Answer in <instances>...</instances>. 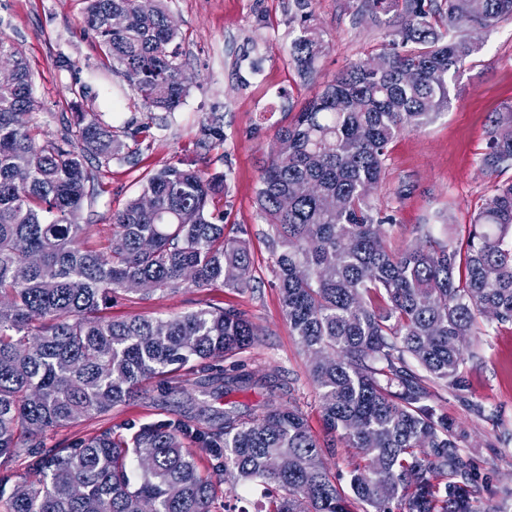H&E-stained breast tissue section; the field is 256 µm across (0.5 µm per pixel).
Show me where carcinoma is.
I'll return each instance as SVG.
<instances>
[{
    "instance_id": "obj_1",
    "label": "carcinoma",
    "mask_w": 512,
    "mask_h": 512,
    "mask_svg": "<svg viewBox=\"0 0 512 512\" xmlns=\"http://www.w3.org/2000/svg\"><path fill=\"white\" fill-rule=\"evenodd\" d=\"M85 2L87 30L143 106L178 107L189 76L165 0ZM368 2L401 7L377 54L385 67L363 61L328 80L277 130L257 189L282 311L337 439L326 444L297 407L270 404L259 414L226 410L216 427L177 414L127 436L45 448L47 431L111 412L148 380L184 371L218 390L272 381L213 375L257 340L243 311L101 315L120 292H139L134 283L154 293L250 285L247 242L225 233L214 210L225 175L183 162L162 168L113 215L110 251L81 248L93 230L79 221L97 195L93 163L125 144L83 111L60 138L35 143L31 73L0 37V60L14 68L0 84V461L24 457L41 474L8 493L0 477L6 512H242L233 489L198 468L194 444L224 479L275 489L270 512H354V502L372 512H473L481 486L464 434L430 404L428 381L462 387L465 344L488 313L512 323V182L484 199L464 241L424 233L398 250L367 187L383 181L388 145L448 106L449 79L478 50L471 32L511 20L512 0ZM311 4L296 0L300 34L289 50L305 78L326 49ZM482 164L491 173L512 164V107L492 121ZM338 442L357 456L347 491L323 462Z\"/></svg>"
}]
</instances>
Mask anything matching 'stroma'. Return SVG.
I'll return each instance as SVG.
<instances>
[{
  "label": "stroma",
  "mask_w": 512,
  "mask_h": 512,
  "mask_svg": "<svg viewBox=\"0 0 512 512\" xmlns=\"http://www.w3.org/2000/svg\"><path fill=\"white\" fill-rule=\"evenodd\" d=\"M191 79L188 92L166 120L152 118L121 71H109L97 40L85 30L83 0H0V34L12 40L33 75L39 107L29 117L38 140L59 137L74 108L97 113L126 137L120 156L98 172L99 194L84 204L82 221L95 230L86 248L110 243L113 213L138 195L147 176L177 161L227 177L224 222L242 230L253 258L252 285L188 288L119 295L106 314L175 317L199 307L245 311L259 330L255 344L225 359L231 374L275 376L279 389L203 394L187 375L168 385L145 382L126 405L97 418H81L44 435L47 447H66L104 431L128 434L131 425L170 418L172 412L204 417L234 407L261 411L268 402L292 403L312 433L326 439L308 357L282 313L275 265L256 204L259 177L278 128L320 85L352 62L379 53L396 13H372L366 0H313V23L326 51L313 77L303 79L288 48L298 34L295 0H167ZM479 48L449 84V103L421 130L390 144L385 178L372 194L389 216L392 248L413 241L420 228L440 240H462L472 215L496 184L512 181V168L488 173L481 157L497 112L512 106V20L478 32ZM222 116L223 140L206 137L210 115ZM469 344L465 384L430 390L440 413L465 433L463 452L482 486L475 512H512V325L484 323Z\"/></svg>",
  "instance_id": "1"
}]
</instances>
